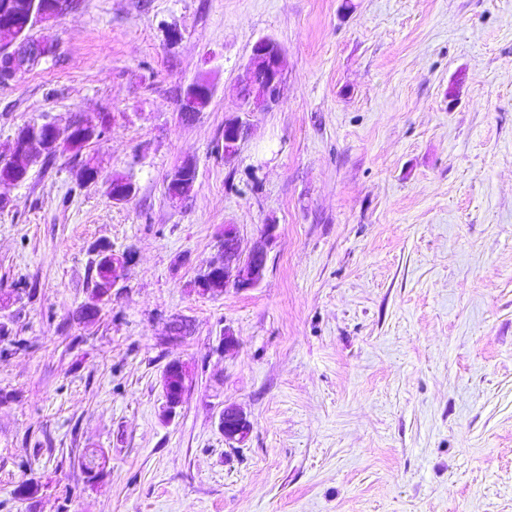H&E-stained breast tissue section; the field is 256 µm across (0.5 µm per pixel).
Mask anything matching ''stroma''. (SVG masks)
I'll return each mask as SVG.
<instances>
[{
	"label": "stroma",
	"instance_id": "stroma-1",
	"mask_svg": "<svg viewBox=\"0 0 512 512\" xmlns=\"http://www.w3.org/2000/svg\"><path fill=\"white\" fill-rule=\"evenodd\" d=\"M47 35L0 86V146L107 113L89 151L137 192L77 187L67 152L0 188V296L19 290L5 313L27 341L0 340V512H512V0H80ZM262 37L286 51L282 101L228 164ZM199 77L214 96L187 123ZM228 224L265 276L200 295ZM99 241L133 260L84 324ZM176 316L194 331L171 344ZM173 360L190 379L167 418ZM228 403L251 424L233 448ZM201 88V85H205ZM214 94L213 84L204 78H197L189 83L182 91L180 96V107L183 106L180 112L181 118L184 121L191 122L197 117L196 114L203 112L209 105ZM194 112V113H191ZM196 113V114H195Z\"/></svg>",
	"mask_w": 512,
	"mask_h": 512
}]
</instances>
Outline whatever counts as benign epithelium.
Returning a JSON list of instances; mask_svg holds the SVG:
<instances>
[{
    "label": "benign epithelium",
    "instance_id": "benign-epithelium-1",
    "mask_svg": "<svg viewBox=\"0 0 512 512\" xmlns=\"http://www.w3.org/2000/svg\"><path fill=\"white\" fill-rule=\"evenodd\" d=\"M41 5L39 0H26L22 3L25 14L16 12L13 5L0 4V26L17 32L16 38L0 47V79L9 82L24 71V61L29 57L44 58L52 53L53 44L43 37L31 42L24 37L30 24L31 15ZM286 69V51L272 38H260L252 46L245 66V78L237 83L233 92L241 102L239 114L224 120L228 132L224 141L232 148L224 151V161H234L241 144L250 134L249 116L256 111L269 110L279 104L283 91ZM214 94L213 84L204 78H197L182 91L180 105L182 111L196 114L204 111ZM44 142L33 138L23 145L9 144V151L25 159L30 166L39 160L38 152ZM230 232L224 236L222 253L217 255L209 269L224 267V287L248 290L260 284L267 267V254L262 249L243 250L242 241L236 228L226 225ZM250 423L244 412L234 404L224 405L220 415V428L224 441L230 445L241 443L249 432Z\"/></svg>",
    "mask_w": 512,
    "mask_h": 512
}]
</instances>
